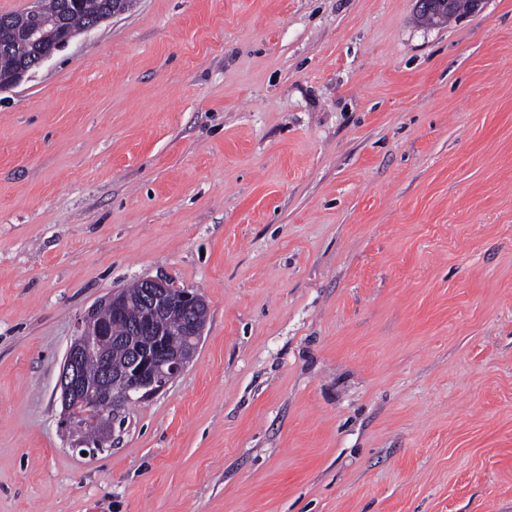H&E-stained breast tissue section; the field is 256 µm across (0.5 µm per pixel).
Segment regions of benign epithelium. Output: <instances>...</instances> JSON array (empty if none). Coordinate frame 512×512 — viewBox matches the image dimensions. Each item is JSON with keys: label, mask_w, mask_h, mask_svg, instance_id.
Returning a JSON list of instances; mask_svg holds the SVG:
<instances>
[{"label": "benign epithelium", "mask_w": 512, "mask_h": 512, "mask_svg": "<svg viewBox=\"0 0 512 512\" xmlns=\"http://www.w3.org/2000/svg\"><path fill=\"white\" fill-rule=\"evenodd\" d=\"M418 11L440 15L452 8L453 0H416ZM41 0H30L22 16L4 30L3 42L22 37L34 47V61L22 62L0 73V92L20 84L34 68L43 64L57 50L77 35L66 28L49 47L42 45L39 21ZM145 300L139 315H129L130 302L121 289L91 306L81 319L78 333L71 341L58 380L60 390V423L68 431L72 448L93 454L110 441L115 422L131 404L163 390L180 376L193 361L206 325L208 304L197 292L179 288L168 278L141 279ZM112 313L106 320L102 312ZM182 311L187 316L185 334L188 346L172 349L163 338L161 316ZM122 323L126 335L141 340L127 360H114L100 350L103 341L112 338L114 324ZM96 357L101 363L98 374L90 377L85 362ZM120 377L124 386L117 389L113 378Z\"/></svg>", "instance_id": "7a95c632"}]
</instances>
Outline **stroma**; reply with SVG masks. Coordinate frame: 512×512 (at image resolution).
Instances as JSON below:
<instances>
[{"instance_id": "35a3bbf8", "label": "stroma", "mask_w": 512, "mask_h": 512, "mask_svg": "<svg viewBox=\"0 0 512 512\" xmlns=\"http://www.w3.org/2000/svg\"><path fill=\"white\" fill-rule=\"evenodd\" d=\"M156 276L202 342L80 455ZM0 512H512V0H132L0 92ZM143 288L146 299L142 311L131 317L128 298L139 310ZM124 291L113 290L88 309L63 359L58 380L60 423L73 440L71 447L80 454L91 455L94 448H103L129 405L157 394L180 376L193 361L204 333L208 304L196 291L179 288L162 277H144ZM103 311L104 318H109L110 312L112 319L105 320ZM177 311L187 316L185 348L184 319ZM168 312L172 313L164 317V334L175 349L163 338L161 316ZM116 323L125 325L127 338L112 336ZM129 336L143 340L131 355L137 341ZM102 342L108 354L100 350ZM111 355L130 358L112 360ZM91 357L99 359L101 368L98 359ZM85 370L90 376L98 374L89 377ZM116 376L125 383L119 389L113 385ZM107 416L110 422L112 416V423L105 428Z\"/></svg>"}]
</instances>
